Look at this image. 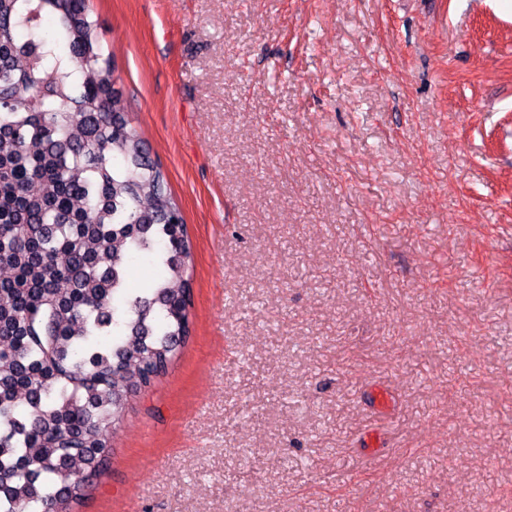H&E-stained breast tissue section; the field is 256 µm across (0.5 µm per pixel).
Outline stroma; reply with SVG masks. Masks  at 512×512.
Returning <instances> with one entry per match:
<instances>
[{
	"label": "stroma",
	"mask_w": 512,
	"mask_h": 512,
	"mask_svg": "<svg viewBox=\"0 0 512 512\" xmlns=\"http://www.w3.org/2000/svg\"><path fill=\"white\" fill-rule=\"evenodd\" d=\"M92 9L193 332L78 512H512V8Z\"/></svg>",
	"instance_id": "1"
}]
</instances>
